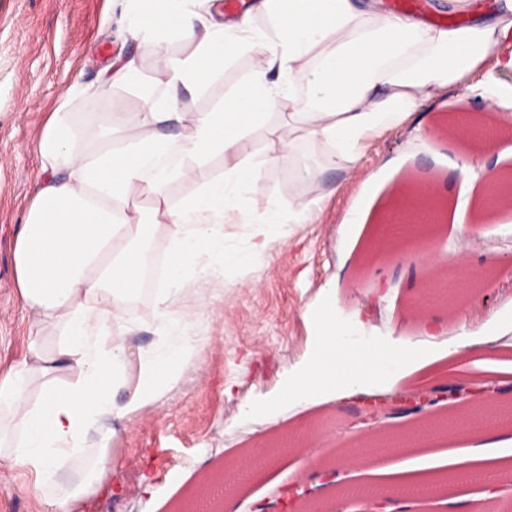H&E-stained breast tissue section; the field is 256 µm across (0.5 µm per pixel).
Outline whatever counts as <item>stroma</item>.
I'll return each instance as SVG.
<instances>
[{"instance_id":"1","label":"stroma","mask_w":512,"mask_h":512,"mask_svg":"<svg viewBox=\"0 0 512 512\" xmlns=\"http://www.w3.org/2000/svg\"><path fill=\"white\" fill-rule=\"evenodd\" d=\"M124 6L125 0H0V376L21 365L32 336H40L49 353L61 342L59 329L33 327L13 260L16 234L41 177L35 150L41 131L62 107L79 123L116 112L131 125L146 110L134 87L103 78L108 65L131 57L144 79L156 74L154 57L117 32ZM249 66V57H234L205 90L180 91L183 109L212 110ZM474 80L479 90L450 88L370 143L352 178L330 171L322 184L298 183L303 198L321 202L316 223L291 225L287 245L273 246L234 277L210 274L199 281L198 294L181 298L183 308L199 311L192 330L196 354L160 401L128 420L110 422L99 442L120 463L85 499L82 512H179L208 477L232 467L242 471L236 486L242 512H299L306 494L331 512L341 489L410 481L411 463L441 456L461 457L464 470L496 468L493 459L463 460L468 443L452 432L382 454L386 437L410 433L429 416L456 417L447 401L425 416L409 412L379 419L369 430L354 426L365 401L417 392L415 371L344 399L277 403L284 382L313 349L307 313L330 297L339 321L360 315L359 336L415 341L430 326L436 336L430 367L447 372L438 387L486 371L497 379L499 401L512 405V334L487 342L480 337L488 319L512 309V275L502 273L512 266V205L485 208L482 186L464 184L458 175L459 166L471 160L497 176L512 173V125H502L486 105L487 94L512 87V71L490 64ZM463 116L496 132L493 155L484 156L481 141L456 135ZM287 178V165L269 167L258 188L242 191V208L253 214L270 205L288 209L282 191ZM367 179L372 186L365 192L361 184ZM425 180L435 187L439 223L419 239L389 231ZM353 206L366 213L365 223L344 224ZM413 249L463 261L413 267L403 259ZM429 282L455 295V302L418 310L414 300ZM157 286L148 281L127 323L133 344L145 350L157 339ZM201 295L208 300L202 308ZM462 325L468 342L449 352L448 339ZM249 404L264 409V418L246 417ZM312 454L335 469L334 482L316 484L302 467ZM32 482L27 469L0 464V512H40L29 491Z\"/></svg>"}]
</instances>
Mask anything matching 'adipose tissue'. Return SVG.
<instances>
[{
    "instance_id": "1",
    "label": "adipose tissue",
    "mask_w": 512,
    "mask_h": 512,
    "mask_svg": "<svg viewBox=\"0 0 512 512\" xmlns=\"http://www.w3.org/2000/svg\"><path fill=\"white\" fill-rule=\"evenodd\" d=\"M128 33L154 54L166 94L141 84L135 62L119 77L139 87L147 105L134 126L114 117L74 127L66 113L47 123L36 142L45 174L15 241L18 293L34 325H57L64 342L49 354L32 340L21 367L0 379V461L34 476L32 494L44 512H78L83 498L114 467L108 448L89 441L105 419L123 420L154 404L178 381L196 350V314L179 308L205 259L246 266L272 243L286 241L287 224L312 223L310 202L294 182L283 191L291 214L270 206L244 214L240 192L257 187L265 168L294 161L306 149L300 180L324 171L353 173L363 147L408 120L424 103L474 77L487 62L512 70V0H496L491 20L463 26L431 24L393 13L382 0H260L271 24L263 32L250 14L228 21L205 17L197 0H125ZM177 34L190 51L168 58L161 43ZM252 58L250 72L210 112H186L179 88L207 86L232 57ZM288 119L273 129L267 152L255 154L249 135L280 101ZM176 124L177 136L164 133ZM230 157L223 173L172 203L168 188L193 179L213 156ZM146 196L153 204L130 210ZM238 217L248 252L224 244V220ZM168 242L166 286L156 298L158 341L134 349L121 327L142 292L149 248ZM318 334L308 366L284 384L280 399L338 397L406 369L429 364L426 348L408 340L345 347L347 328L335 307L317 308ZM118 335H110V328ZM75 375L67 381L61 368Z\"/></svg>"
}]
</instances>
